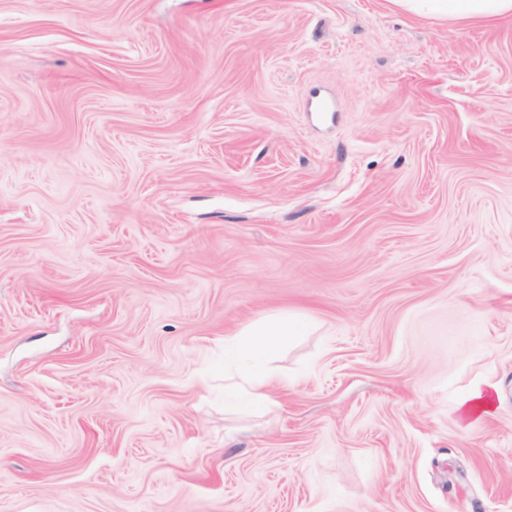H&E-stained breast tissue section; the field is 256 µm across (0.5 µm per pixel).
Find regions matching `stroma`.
<instances>
[{"mask_svg": "<svg viewBox=\"0 0 512 512\" xmlns=\"http://www.w3.org/2000/svg\"><path fill=\"white\" fill-rule=\"evenodd\" d=\"M0 512H512V18L0 0ZM313 326L309 317L298 313L267 315L253 321L234 337L225 339L224 357L233 364L259 362L288 350ZM274 382L286 385V383L280 380L273 372L249 375L242 374L240 376V382L235 385L240 395L239 404L241 409L246 412H264L269 410L271 401L267 391ZM496 385L485 382L477 385L459 404L460 417L471 426L490 415L495 409Z\"/></svg>", "mask_w": 512, "mask_h": 512, "instance_id": "stroma-1", "label": "stroma"}]
</instances>
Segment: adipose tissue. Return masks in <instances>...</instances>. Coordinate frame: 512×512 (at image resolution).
Listing matches in <instances>:
<instances>
[{
	"label": "adipose tissue",
	"instance_id": "ef3b65f1",
	"mask_svg": "<svg viewBox=\"0 0 512 512\" xmlns=\"http://www.w3.org/2000/svg\"><path fill=\"white\" fill-rule=\"evenodd\" d=\"M411 13L458 23L491 24L512 17V0H392ZM313 321L302 314H270L244 328L224 342V355L230 363L261 361L284 352L299 336L307 334ZM275 373L241 375L236 385L239 404L246 412L269 410L267 391L277 382Z\"/></svg>",
	"mask_w": 512,
	"mask_h": 512
}]
</instances>
